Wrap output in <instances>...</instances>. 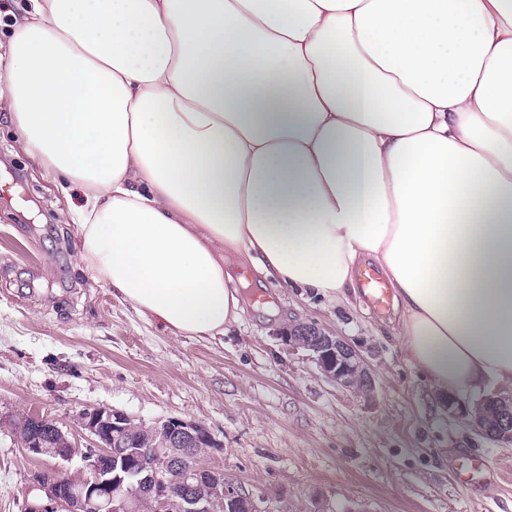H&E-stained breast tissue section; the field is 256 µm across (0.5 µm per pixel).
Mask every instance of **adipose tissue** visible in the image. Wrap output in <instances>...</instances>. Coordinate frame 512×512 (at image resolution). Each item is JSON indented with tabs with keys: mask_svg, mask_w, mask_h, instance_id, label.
<instances>
[{
	"mask_svg": "<svg viewBox=\"0 0 512 512\" xmlns=\"http://www.w3.org/2000/svg\"><path fill=\"white\" fill-rule=\"evenodd\" d=\"M30 2L0 109L96 281L215 339L226 256L328 298L370 259L435 400L512 386V0Z\"/></svg>",
	"mask_w": 512,
	"mask_h": 512,
	"instance_id": "ef3b65f1",
	"label": "adipose tissue"
}]
</instances>
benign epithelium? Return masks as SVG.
Listing matches in <instances>:
<instances>
[{
    "label": "benign epithelium",
    "mask_w": 512,
    "mask_h": 512,
    "mask_svg": "<svg viewBox=\"0 0 512 512\" xmlns=\"http://www.w3.org/2000/svg\"><path fill=\"white\" fill-rule=\"evenodd\" d=\"M280 339L293 350L309 352L320 371L337 385L367 398L374 394L369 363L342 338L315 325L298 323L283 330ZM446 407L449 413L468 418L480 435L512 447V395L488 394L464 407L450 398ZM29 420L26 435L12 425L11 436L30 456L51 465L29 475L22 512H50L49 502L64 512H135L144 489L153 499V512H223L228 503L246 508L256 505L241 484L224 478V470L203 473L189 464L198 448L208 455L223 450V444L197 422L170 417L156 424L164 437L162 444L149 449L153 461L143 466L138 457L128 460L121 476L112 465V449L124 448L130 442L134 420L126 413L110 407L80 410L78 420L89 441L85 447L78 445L69 430L42 415H32ZM45 424L55 430L57 443L52 448L44 441ZM77 457L82 462V479L74 484L70 464ZM203 482L222 491L206 499L191 496L188 489Z\"/></svg>",
    "instance_id": "benign-epithelium-1"
}]
</instances>
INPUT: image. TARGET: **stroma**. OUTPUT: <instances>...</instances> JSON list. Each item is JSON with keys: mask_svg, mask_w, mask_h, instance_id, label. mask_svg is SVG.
Masks as SVG:
<instances>
[{"mask_svg": "<svg viewBox=\"0 0 512 512\" xmlns=\"http://www.w3.org/2000/svg\"><path fill=\"white\" fill-rule=\"evenodd\" d=\"M79 188L49 182L0 112V415L38 413L78 431L87 407L151 425L180 417L224 445L204 457L265 512H512V447L430 399L393 331V306L267 286L242 268L243 314L222 340L190 338L138 314L77 266L71 211ZM311 323L361 351L372 398L326 378L278 337ZM480 457L493 475L458 470ZM0 432V512H20L39 468Z\"/></svg>", "mask_w": 512, "mask_h": 512, "instance_id": "35a3bbf8", "label": "stroma"}]
</instances>
